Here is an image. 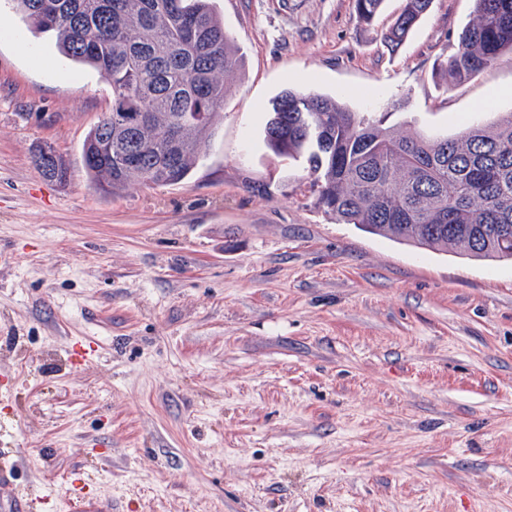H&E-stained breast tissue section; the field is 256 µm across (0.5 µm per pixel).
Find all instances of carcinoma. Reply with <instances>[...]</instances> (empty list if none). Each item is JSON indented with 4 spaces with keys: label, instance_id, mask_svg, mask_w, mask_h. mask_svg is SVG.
<instances>
[{
    "label": "carcinoma",
    "instance_id": "1",
    "mask_svg": "<svg viewBox=\"0 0 512 512\" xmlns=\"http://www.w3.org/2000/svg\"><path fill=\"white\" fill-rule=\"evenodd\" d=\"M13 2L33 33L54 36L112 84V117L82 147L97 188L178 184L206 157L225 79L240 62L210 0ZM355 2L369 22L384 0ZM431 3L404 0L384 41L403 42ZM475 12L442 63L454 80L512 50V0H475ZM265 141L275 156L306 163L319 205L339 222L424 249L512 259V113L453 137L399 136L333 97L286 91ZM42 174L65 182L70 168L46 159Z\"/></svg>",
    "mask_w": 512,
    "mask_h": 512
}]
</instances>
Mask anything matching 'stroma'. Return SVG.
Masks as SVG:
<instances>
[{
  "label": "stroma",
  "instance_id": "obj_1",
  "mask_svg": "<svg viewBox=\"0 0 512 512\" xmlns=\"http://www.w3.org/2000/svg\"><path fill=\"white\" fill-rule=\"evenodd\" d=\"M211 5L241 66L207 157L112 195L82 162L111 84L0 0V499L62 512L79 484L114 512H512V261L340 223L264 142L287 90L397 135L495 125L512 52L444 74L474 0H433L394 50L402 0L369 23L355 0Z\"/></svg>",
  "mask_w": 512,
  "mask_h": 512
}]
</instances>
